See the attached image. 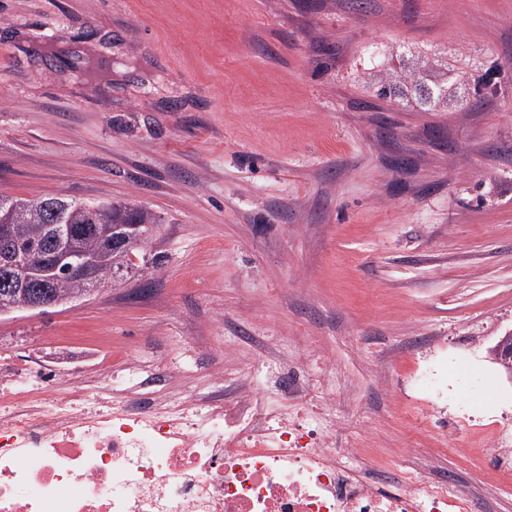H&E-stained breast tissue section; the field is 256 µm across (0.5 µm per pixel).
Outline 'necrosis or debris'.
Masks as SVG:
<instances>
[{"label":"necrosis or debris","instance_id":"obj_1","mask_svg":"<svg viewBox=\"0 0 512 512\" xmlns=\"http://www.w3.org/2000/svg\"><path fill=\"white\" fill-rule=\"evenodd\" d=\"M275 398L241 384L205 398L128 389L119 408L31 399L30 364L0 363V512H474V492L406 476L394 490L359 449L336 446V413L312 404L299 364L275 359ZM472 454L512 477V447Z\"/></svg>","mask_w":512,"mask_h":512}]
</instances>
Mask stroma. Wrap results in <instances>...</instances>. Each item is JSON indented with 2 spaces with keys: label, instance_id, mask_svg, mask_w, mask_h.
Returning <instances> with one entry per match:
<instances>
[{
  "label": "stroma",
  "instance_id": "1",
  "mask_svg": "<svg viewBox=\"0 0 512 512\" xmlns=\"http://www.w3.org/2000/svg\"><path fill=\"white\" fill-rule=\"evenodd\" d=\"M496 64L481 103L426 112L367 91L377 54ZM72 60L51 66L50 55ZM132 202L163 265L65 305L0 315V361L41 350L38 398L119 407L109 373L269 396L305 357L336 445L392 479L474 482L477 426L512 434V0H0V193ZM111 354V371L72 364ZM438 388L412 380L425 367ZM448 426L446 446L430 430Z\"/></svg>",
  "mask_w": 512,
  "mask_h": 512
}]
</instances>
